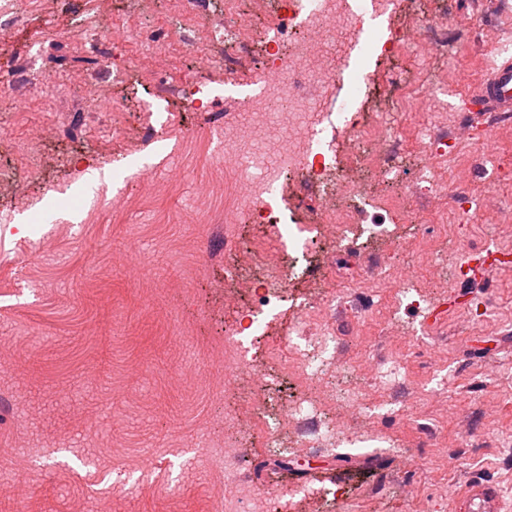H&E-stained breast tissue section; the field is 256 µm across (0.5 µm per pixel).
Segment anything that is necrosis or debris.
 Returning a JSON list of instances; mask_svg holds the SVG:
<instances>
[{
	"instance_id": "necrosis-or-debris-1",
	"label": "necrosis or debris",
	"mask_w": 512,
	"mask_h": 512,
	"mask_svg": "<svg viewBox=\"0 0 512 512\" xmlns=\"http://www.w3.org/2000/svg\"><path fill=\"white\" fill-rule=\"evenodd\" d=\"M391 0H249L240 7L236 0H224V10L215 14H195L193 21L211 41L224 43V55L197 56L199 69H222L233 75L242 54L260 46L270 67L265 73L263 91L234 101V111L243 118L239 124L224 128L221 150L225 164L235 167L239 177L234 186L235 205L225 207L224 221L238 223L239 209L250 211L254 223L265 225L272 237H280L285 221L275 196L279 184L302 175L318 188L319 209L315 217L316 238L324 243L340 245L368 236L397 241L393 224H367L362 219L365 208L374 211H404L405 202L420 194L419 183L406 185L400 193L389 197L372 195L364 183L354 178L349 165L332 167L321 148L320 136L333 113L328 93L338 87L339 78L351 74L355 89L363 91L361 71L351 70L352 55L368 59L378 54L393 60L399 57L426 59L446 51L447 21H419L412 27H393L388 34H373L361 40L363 13L386 14ZM353 95L345 96L344 123L358 134L372 138L375 150L370 157L375 178L395 182L399 172L389 160L388 150L394 142L393 132L383 125L366 124L353 110ZM259 264L264 269L262 280L247 282L255 297L248 316L283 301L292 279L293 265L280 257L255 251L240 252L238 266ZM374 280L384 282L392 298L400 299L439 284L435 265L420 257L414 271L394 274L383 264H375ZM310 362L301 359L296 375L295 399L273 403L267 386H260L236 410L224 416V483L231 493L224 496V512H295L298 503L315 506L328 497L327 491H313L290 486L287 493L276 496L261 489L239 473L241 439L252 428L273 416V427L266 433L278 440L281 432H289L299 448H313L315 435L322 429L319 421H306L304 411L312 407L335 413V426L342 429L363 415L358 395L339 399L329 385L314 381Z\"/></svg>"
}]
</instances>
